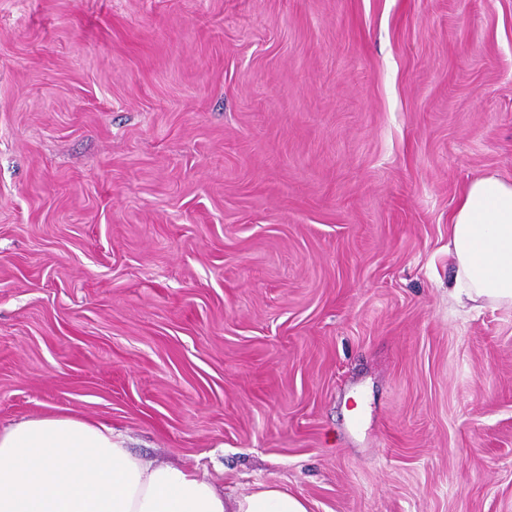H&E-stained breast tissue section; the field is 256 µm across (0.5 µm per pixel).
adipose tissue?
Listing matches in <instances>:
<instances>
[{
    "instance_id": "ef3b65f1",
    "label": "adipose tissue",
    "mask_w": 512,
    "mask_h": 512,
    "mask_svg": "<svg viewBox=\"0 0 512 512\" xmlns=\"http://www.w3.org/2000/svg\"><path fill=\"white\" fill-rule=\"evenodd\" d=\"M457 304L512 306V181L489 174L462 190L448 223ZM0 512H310L273 483L239 496L203 474L133 454L112 427L76 415L0 427Z\"/></svg>"
}]
</instances>
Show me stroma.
<instances>
[{
	"label": "stroma",
	"mask_w": 512,
	"mask_h": 512,
	"mask_svg": "<svg viewBox=\"0 0 512 512\" xmlns=\"http://www.w3.org/2000/svg\"><path fill=\"white\" fill-rule=\"evenodd\" d=\"M512 0H0V425L74 413L311 512H512ZM454 272L448 296L465 307L512 306V181L468 183L448 223Z\"/></svg>",
	"instance_id": "1"
}]
</instances>
